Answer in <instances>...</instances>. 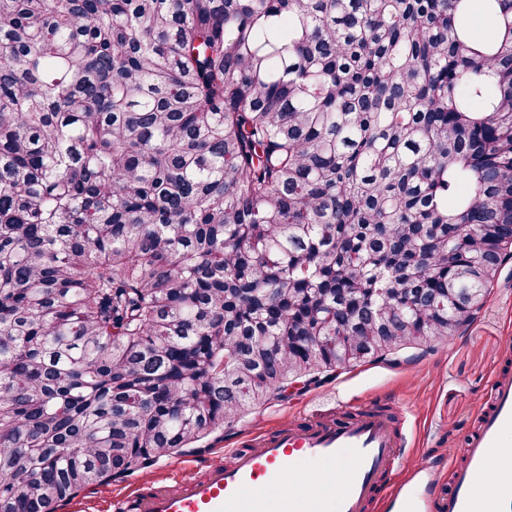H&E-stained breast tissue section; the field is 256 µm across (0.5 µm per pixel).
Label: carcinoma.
<instances>
[{
    "mask_svg": "<svg viewBox=\"0 0 512 512\" xmlns=\"http://www.w3.org/2000/svg\"><path fill=\"white\" fill-rule=\"evenodd\" d=\"M511 258L512 0H0V512L447 340Z\"/></svg>",
    "mask_w": 512,
    "mask_h": 512,
    "instance_id": "1",
    "label": "carcinoma"
}]
</instances>
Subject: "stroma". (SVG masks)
I'll return each instance as SVG.
<instances>
[{"instance_id": "stroma-1", "label": "stroma", "mask_w": 512, "mask_h": 512, "mask_svg": "<svg viewBox=\"0 0 512 512\" xmlns=\"http://www.w3.org/2000/svg\"><path fill=\"white\" fill-rule=\"evenodd\" d=\"M504 362L512 365V262L490 286L472 323L457 336L424 351H400L390 362L352 365L291 397L250 409L234 426L206 436L201 452L209 455L235 447L244 437L288 423L306 411L329 412L387 400L408 417L419 438L399 463L397 474L402 477L429 460L460 457L464 435L488 400L494 371ZM189 457V452L177 453L85 488L78 494L84 512H111L114 496L183 475Z\"/></svg>"}]
</instances>
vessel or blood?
I'll list each match as a JSON object with an SVG mask.
<instances>
[{
  "label": "vessel or blood",
  "mask_w": 512,
  "mask_h": 512,
  "mask_svg": "<svg viewBox=\"0 0 512 512\" xmlns=\"http://www.w3.org/2000/svg\"><path fill=\"white\" fill-rule=\"evenodd\" d=\"M412 437L406 421L383 404L341 420L309 418L258 436L255 447L231 449L230 462L194 461L193 474L168 487L140 486L114 499L113 512H280L270 489L283 485L288 468L321 470L345 464L333 489L297 487L298 512H475V488L492 459L512 446V370L495 372L489 404L467 433L461 461L392 476ZM487 512H512V479L499 481Z\"/></svg>",
  "instance_id": "obj_1"
}]
</instances>
